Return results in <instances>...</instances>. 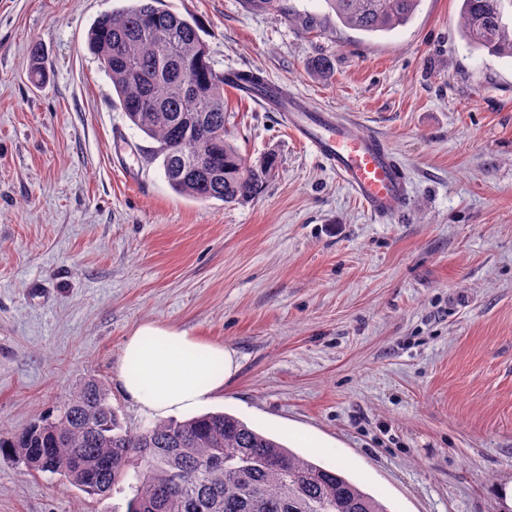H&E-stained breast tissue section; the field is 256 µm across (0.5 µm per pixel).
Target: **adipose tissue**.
Returning a JSON list of instances; mask_svg holds the SVG:
<instances>
[{
  "mask_svg": "<svg viewBox=\"0 0 512 512\" xmlns=\"http://www.w3.org/2000/svg\"><path fill=\"white\" fill-rule=\"evenodd\" d=\"M238 368L234 349L147 321L126 336L115 380L137 411L166 419L212 402Z\"/></svg>",
  "mask_w": 512,
  "mask_h": 512,
  "instance_id": "adipose-tissue-1",
  "label": "adipose tissue"
}]
</instances>
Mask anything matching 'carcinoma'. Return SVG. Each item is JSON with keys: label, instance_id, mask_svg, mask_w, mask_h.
<instances>
[{"label": "carcinoma", "instance_id": "1", "mask_svg": "<svg viewBox=\"0 0 512 512\" xmlns=\"http://www.w3.org/2000/svg\"><path fill=\"white\" fill-rule=\"evenodd\" d=\"M326 2L344 26L375 33L407 23L421 0ZM160 4L129 0L100 14L88 48L110 60L101 70L118 106L157 143L151 159L161 160L173 191L226 204L253 200L273 163L254 165L229 141L224 72L211 62L199 23ZM460 25L471 46L512 58V0H462ZM0 453L90 496L126 484V512H388L343 472L226 412L132 431L96 379L81 383L56 417L0 432Z\"/></svg>", "mask_w": 512, "mask_h": 512}]
</instances>
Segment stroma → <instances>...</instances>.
Segmentation results:
<instances>
[{"mask_svg":"<svg viewBox=\"0 0 512 512\" xmlns=\"http://www.w3.org/2000/svg\"><path fill=\"white\" fill-rule=\"evenodd\" d=\"M124 5L0 0V431L56 415L88 378L127 427L148 424L114 374L155 321L236 351L210 411L302 454L298 433L320 440L316 462L388 512H512V58L468 44L461 0H421L376 33L325 0H164L197 19L216 69L352 119L410 178L406 211L375 222L277 113L229 88V137L273 173L255 200L201 202L170 188L86 47ZM126 502L0 456V512Z\"/></svg>","mask_w":512,"mask_h":512,"instance_id":"35a3bbf8","label":"stroma"}]
</instances>
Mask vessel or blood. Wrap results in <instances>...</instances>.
I'll use <instances>...</instances> for the list:
<instances>
[{"label": "vessel or blood", "instance_id": "b4317fda", "mask_svg": "<svg viewBox=\"0 0 512 512\" xmlns=\"http://www.w3.org/2000/svg\"><path fill=\"white\" fill-rule=\"evenodd\" d=\"M251 96L281 112L294 136L362 201L374 218L385 220L405 211L408 177L381 137L358 132L338 114L311 109L300 98L279 101L278 86L272 82L252 91Z\"/></svg>", "mask_w": 512, "mask_h": 512}]
</instances>
